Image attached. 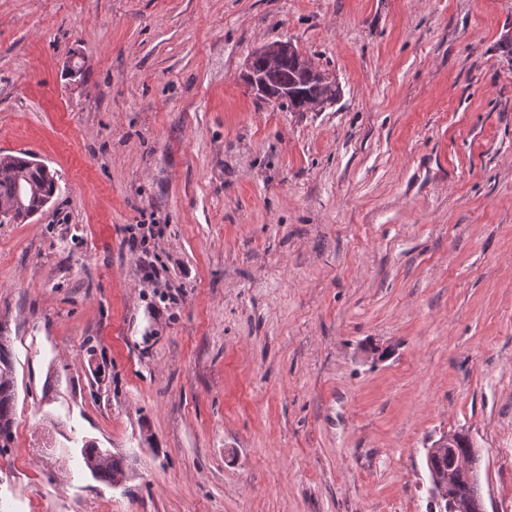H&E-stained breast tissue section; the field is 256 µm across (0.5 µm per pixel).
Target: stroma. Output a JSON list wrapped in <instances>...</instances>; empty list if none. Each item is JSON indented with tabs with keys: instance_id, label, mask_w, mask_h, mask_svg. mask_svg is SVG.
Masks as SVG:
<instances>
[{
	"instance_id": "35a3bbf8",
	"label": "stroma",
	"mask_w": 512,
	"mask_h": 512,
	"mask_svg": "<svg viewBox=\"0 0 512 512\" xmlns=\"http://www.w3.org/2000/svg\"><path fill=\"white\" fill-rule=\"evenodd\" d=\"M276 41L335 103L251 90ZM19 149L59 181L0 224V512H426L455 432L512 512V0H0ZM17 390L10 340L0 330V454L15 439ZM454 439L452 434L443 435L431 448H426V465L429 471L430 480H431V488H430V496H433L435 500H437V496L440 492L441 484L438 480V477L435 475L434 470L436 471H444L448 470V454L447 456H435L432 460L431 466V458L434 453L444 452L448 448H454ZM80 456L84 466L95 479L111 487H118L125 481L124 477L115 482L118 475H124V469L121 460L112 456L108 450H102L96 448L94 444L85 443L80 448Z\"/></svg>"
}]
</instances>
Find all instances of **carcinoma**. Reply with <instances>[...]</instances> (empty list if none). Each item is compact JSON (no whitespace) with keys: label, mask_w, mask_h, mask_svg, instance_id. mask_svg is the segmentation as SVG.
<instances>
[{"label":"carcinoma","mask_w":512,"mask_h":512,"mask_svg":"<svg viewBox=\"0 0 512 512\" xmlns=\"http://www.w3.org/2000/svg\"><path fill=\"white\" fill-rule=\"evenodd\" d=\"M306 60L291 53L279 59L278 64L269 68L262 59L253 62L259 77L274 91L291 93L304 91L316 105L336 100L337 87L332 81L312 75L305 66ZM35 184L38 193L28 197L27 210L23 213L3 212L0 224H25L31 213L40 212L56 193L58 183L56 173L47 172L30 156H5L0 159V204L9 203L21 190ZM17 390L11 357L10 340L0 332V451L11 447L15 439V412ZM460 442L455 448L457 456L465 463L463 473L456 474L442 493L444 512H484L478 488L476 468L477 456L469 438L461 433ZM82 462L97 480L111 486L118 475L124 474L121 460L107 450L86 443L80 448Z\"/></svg>","instance_id":"cac0c4a2"}]
</instances>
